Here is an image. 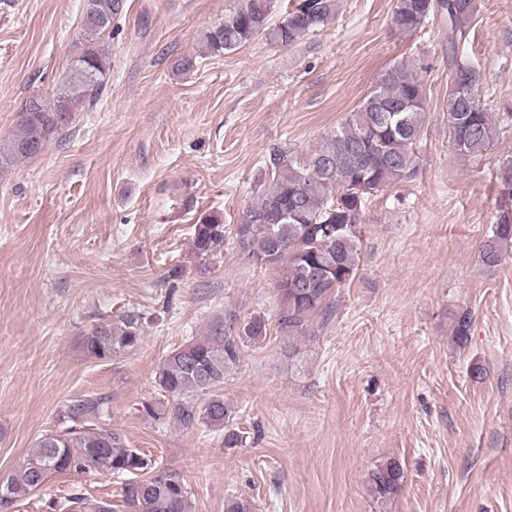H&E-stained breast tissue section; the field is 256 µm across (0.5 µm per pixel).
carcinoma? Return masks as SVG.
Listing matches in <instances>:
<instances>
[{
    "label": "carcinoma",
    "mask_w": 512,
    "mask_h": 512,
    "mask_svg": "<svg viewBox=\"0 0 512 512\" xmlns=\"http://www.w3.org/2000/svg\"><path fill=\"white\" fill-rule=\"evenodd\" d=\"M81 40L66 81L55 98L33 97L7 143L0 147V168L30 159L65 131L75 114L92 104L105 87L110 68L101 36L124 0H86ZM336 0H295L292 10L272 20L276 0H237L224 21L209 29L205 49L221 55L261 38L288 48L323 30L335 18ZM476 12L475 0H394L393 22L416 30L433 15H448L450 64L445 109L456 153L463 158L486 154L512 118H494L483 101L480 71L460 45ZM428 114L427 88L413 65L396 62L379 75L357 109L323 134L308 151L276 146L264 160L272 180L256 200L226 229L212 213L193 225L196 257L214 258L228 248L246 261L274 272L276 314H240L226 308L207 323L203 335L173 348L157 367L155 396L139 403L146 420L168 422L184 430L216 432L226 448L241 443L229 428L232 409L224 401V378L239 366L245 349L265 343L270 331L297 345L314 320L332 308L336 292L357 275L362 245L360 216L370 197L417 174L416 146ZM499 203L490 233L481 243L482 260L493 267L504 249L512 248V156L499 166ZM134 319L97 325L84 348L96 360L138 346ZM111 398L84 392L71 396L58 412L61 428L39 436L28 458L11 470L3 493L9 512L39 490L53 473L88 471L124 477L121 497L132 512H193L186 480L175 469L161 467L106 422ZM374 495L386 500L402 488L404 471L395 460L372 472ZM51 512H112L111 504L80 489L49 504Z\"/></svg>",
    "instance_id": "carcinoma-1"
}]
</instances>
